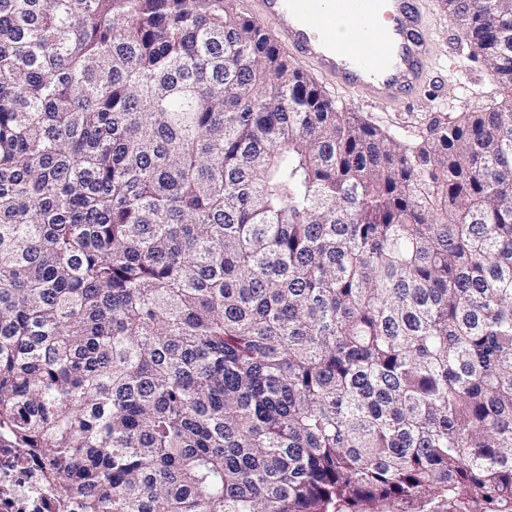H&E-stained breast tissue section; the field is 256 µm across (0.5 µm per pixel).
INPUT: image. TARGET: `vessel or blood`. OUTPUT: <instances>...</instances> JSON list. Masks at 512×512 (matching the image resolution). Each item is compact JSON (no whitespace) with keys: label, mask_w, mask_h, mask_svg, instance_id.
<instances>
[{"label":"vessel or blood","mask_w":512,"mask_h":512,"mask_svg":"<svg viewBox=\"0 0 512 512\" xmlns=\"http://www.w3.org/2000/svg\"><path fill=\"white\" fill-rule=\"evenodd\" d=\"M270 36L297 60L315 62L337 87L379 103L411 96L424 81L429 46L418 0H249ZM359 23L345 39L334 20Z\"/></svg>","instance_id":"1"}]
</instances>
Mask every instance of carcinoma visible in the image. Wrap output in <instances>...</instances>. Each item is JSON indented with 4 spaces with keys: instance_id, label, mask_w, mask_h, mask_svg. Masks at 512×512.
<instances>
[{
    "instance_id": "cac0c4a2",
    "label": "carcinoma",
    "mask_w": 512,
    "mask_h": 512,
    "mask_svg": "<svg viewBox=\"0 0 512 512\" xmlns=\"http://www.w3.org/2000/svg\"><path fill=\"white\" fill-rule=\"evenodd\" d=\"M508 92L406 142L236 0H0V439L59 512H512Z\"/></svg>"
}]
</instances>
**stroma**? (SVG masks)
Here are the masks:
<instances>
[{"label":"stroma","mask_w":512,"mask_h":512,"mask_svg":"<svg viewBox=\"0 0 512 512\" xmlns=\"http://www.w3.org/2000/svg\"><path fill=\"white\" fill-rule=\"evenodd\" d=\"M421 16L422 27L429 38L430 57L425 81L413 100L375 103L336 89L314 63H303L302 68L326 96L405 141L414 140L425 132L433 117L480 112L502 102L504 93L483 60L471 62L467 74L458 76L457 62L469 48L440 0H422Z\"/></svg>","instance_id":"1"}]
</instances>
